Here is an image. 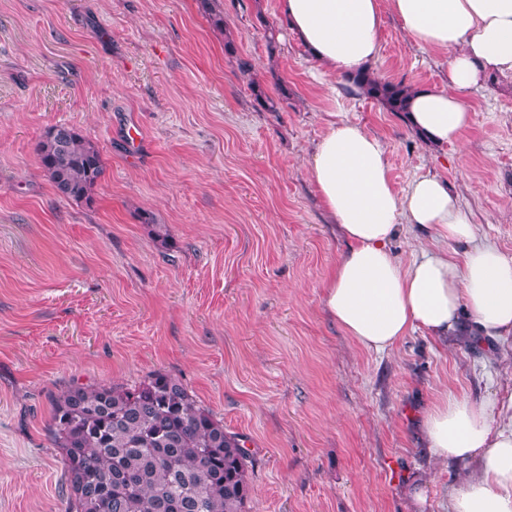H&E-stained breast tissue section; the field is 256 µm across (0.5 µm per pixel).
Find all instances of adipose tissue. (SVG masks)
Returning <instances> with one entry per match:
<instances>
[{"label": "adipose tissue", "mask_w": 512, "mask_h": 512, "mask_svg": "<svg viewBox=\"0 0 512 512\" xmlns=\"http://www.w3.org/2000/svg\"><path fill=\"white\" fill-rule=\"evenodd\" d=\"M280 10L328 76L372 68L387 10L421 49L451 51L446 81L415 88L404 116L433 147L459 142L468 128L464 94L481 90L489 76L512 74V0H280ZM309 175L349 242L324 285L325 305L349 336L382 353L411 332L444 337L465 320L470 332L512 341V257L476 243L446 182L423 176L396 190L380 140L349 121L329 127ZM403 224L468 248L459 258L424 250L402 264L390 242ZM423 429L441 463L472 467L448 512H512V395L477 404L440 399Z\"/></svg>", "instance_id": "obj_1"}]
</instances>
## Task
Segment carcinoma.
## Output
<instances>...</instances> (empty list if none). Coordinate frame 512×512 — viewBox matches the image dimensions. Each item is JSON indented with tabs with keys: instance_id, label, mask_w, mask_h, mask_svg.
<instances>
[{
	"instance_id": "obj_1",
	"label": "carcinoma",
	"mask_w": 512,
	"mask_h": 512,
	"mask_svg": "<svg viewBox=\"0 0 512 512\" xmlns=\"http://www.w3.org/2000/svg\"><path fill=\"white\" fill-rule=\"evenodd\" d=\"M224 31L218 0H198ZM256 104L277 112L288 88L270 95L242 69ZM348 89L404 113L411 86L368 71ZM58 195L90 205L104 172L97 145L73 129L49 128L35 148ZM49 433L62 450L67 512H249L254 459L241 436L177 378L156 373L133 387L74 386L52 401Z\"/></svg>"
}]
</instances>
